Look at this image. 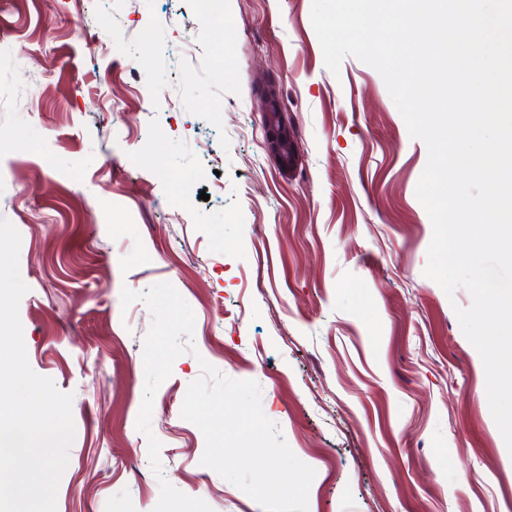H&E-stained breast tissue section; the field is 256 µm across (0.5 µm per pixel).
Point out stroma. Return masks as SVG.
I'll return each instance as SVG.
<instances>
[{
    "label": "stroma",
    "mask_w": 512,
    "mask_h": 512,
    "mask_svg": "<svg viewBox=\"0 0 512 512\" xmlns=\"http://www.w3.org/2000/svg\"><path fill=\"white\" fill-rule=\"evenodd\" d=\"M312 0H0V217L21 234L31 368L72 394L57 512H152L160 480L262 512L201 465L200 360L259 383L313 467L309 512H512V453L455 307L424 276L428 153L379 73L324 64ZM277 98L295 149L266 139ZM206 192L190 210L180 186ZM171 283L196 353L136 428L143 302Z\"/></svg>",
    "instance_id": "1"
}]
</instances>
